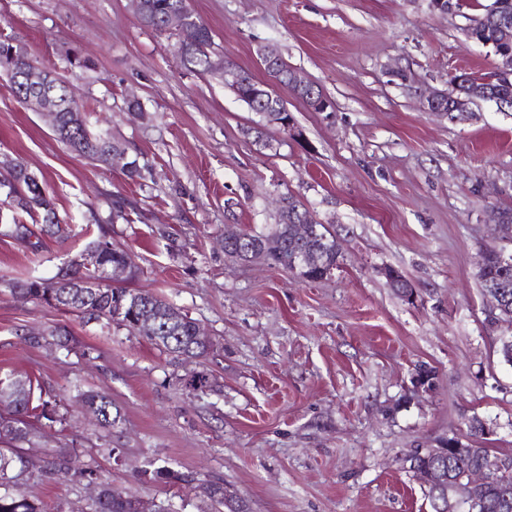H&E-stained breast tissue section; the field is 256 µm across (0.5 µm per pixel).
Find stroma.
<instances>
[{"label": "stroma", "instance_id": "1", "mask_svg": "<svg viewBox=\"0 0 512 512\" xmlns=\"http://www.w3.org/2000/svg\"><path fill=\"white\" fill-rule=\"evenodd\" d=\"M489 2L443 13L431 0H188L212 36L216 67L201 73L177 57L181 34L145 27L132 0H0V39L62 74L125 152L79 156L0 75V158L43 181L63 223L0 235V368L34 374L65 418L23 448L33 465L64 454L75 468L26 485L44 512H89L92 480L176 512H219L193 484L150 479L152 460L223 483L249 512H430L404 454L453 435L512 451V365L496 353L504 329L489 324L477 275L481 253L503 246L491 210L512 207V107L480 104L465 123L422 108L455 76L493 72V53L463 34ZM269 44L333 109L275 86L294 126L258 137L221 68L267 81ZM286 194L342 245L322 281L224 255L225 228L264 230ZM104 229L139 269L132 287L203 329L207 358L11 295L7 280L53 277ZM388 269L413 300L393 292ZM55 329L66 348L27 341ZM422 364L435 372L427 391L411 383ZM198 373L208 388H187ZM79 389L106 392L122 424L103 429ZM475 418L492 435L470 436Z\"/></svg>", "mask_w": 512, "mask_h": 512}]
</instances>
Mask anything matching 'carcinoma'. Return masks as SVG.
I'll return each instance as SVG.
<instances>
[{"label":"carcinoma","instance_id":"obj_1","mask_svg":"<svg viewBox=\"0 0 512 512\" xmlns=\"http://www.w3.org/2000/svg\"><path fill=\"white\" fill-rule=\"evenodd\" d=\"M144 25L160 33L169 32L167 17L174 13L190 14L196 18L187 5V0H143ZM211 34L203 23H198V42L196 47L181 58V62L206 73L209 68ZM29 60L28 53L20 46L0 40V72L21 74ZM13 91L23 102L40 94L50 95L61 102L58 112L59 123L54 136L79 155L99 162L110 160V153L118 146L102 135L91 131L86 120L77 121L69 111L68 89L57 83L52 71H47L45 82L38 88L20 78L12 82ZM14 181L6 184L7 196L15 203L18 213L13 216V226L26 227L22 216L32 218V223L42 224L47 231L59 226L54 203L46 194L43 183L37 175L29 171L23 163L16 160L12 167ZM288 212L276 215V221L267 231L243 233L240 248L248 254L254 243L270 241L265 258L290 272L294 271L297 253L306 252L311 263L297 271L304 280L316 281L331 274L341 257V246L336 236L324 224L315 223L310 234L303 240L296 238L294 227L299 221L302 203L294 196H288ZM105 230H100L97 239L89 246L102 248L103 262L106 265L127 270L126 278L137 276L138 268L128 254L116 248H109ZM65 276L68 282L53 289V295L47 299L35 288L38 277L31 275L24 280L12 282L14 296L30 301H39L57 311L74 313L89 321L104 320L125 326L129 331L145 337L150 343L176 355H188L202 358L209 354L210 343L196 337L197 323L180 309L162 300L152 293L114 286L103 280L101 275L83 270L73 261ZM478 277L481 287H496L507 299L503 320L512 321V265H503L493 251L480 255ZM40 389L37 380L29 375L14 372L0 373V441L9 444L0 450V512H42L33 500L29 499L17 485L23 470V456L12 448L18 442L43 434L41 420L50 422L62 418H53L49 410V401L36 394ZM78 396L92 412L100 416V422L108 428L122 423L120 408L105 393L99 391H80ZM411 466L415 470L441 465L448 469L452 478L463 477L474 468H486L492 480L475 490L474 512H497L495 504L501 499L504 488L512 490V452L494 448H466L449 451L448 456L439 457L430 450L418 449L409 453ZM154 478L166 483H190L189 476L164 466L151 471ZM200 495L224 506L228 512H247L246 505L232 497L224 495V485L201 482L197 485ZM134 499L122 492L104 488L103 497L92 504L93 512H133Z\"/></svg>","mask_w":512,"mask_h":512}]
</instances>
